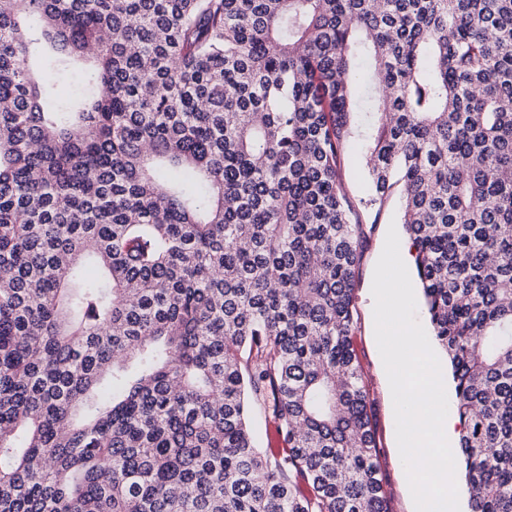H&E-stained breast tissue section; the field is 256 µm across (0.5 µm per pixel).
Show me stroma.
I'll return each mask as SVG.
<instances>
[{
    "mask_svg": "<svg viewBox=\"0 0 512 512\" xmlns=\"http://www.w3.org/2000/svg\"><path fill=\"white\" fill-rule=\"evenodd\" d=\"M401 203V196L396 193L382 206L361 213L364 244L356 279L357 326L354 349L374 408L379 466L389 499L390 512H415L411 491L403 476L397 451L394 406L388 377L375 340L374 299L371 292L376 263L383 251L390 224L400 220Z\"/></svg>",
    "mask_w": 512,
    "mask_h": 512,
    "instance_id": "stroma-1",
    "label": "stroma"
}]
</instances>
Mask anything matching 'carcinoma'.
<instances>
[{"label": "carcinoma", "mask_w": 512, "mask_h": 512, "mask_svg": "<svg viewBox=\"0 0 512 512\" xmlns=\"http://www.w3.org/2000/svg\"><path fill=\"white\" fill-rule=\"evenodd\" d=\"M398 186L470 512H512V0H0V512H390L353 338ZM342 178L350 196L355 199L365 196L367 192L365 160L359 143L349 146L345 153ZM408 270H409V274H410V277H411V280H412V284H413V287H414L415 296H416V300H417V315H416V319H418L419 322L424 327L427 336H429L433 340V342H434L433 343L434 344V350H435L437 356L440 359L441 366H442L443 379H444V381L446 383V392H447V396H448L449 409L453 412V414L455 416L458 417V414H457V411H456L457 409H456V404H455L454 390H453V385H452V381H451V374H450V370H449V367H448V361H447L444 353L441 351V349H439L437 347V345H436V343H435V341H434V339L432 337V330H431V327L429 325V322L427 320V317H426V314H425V311H424L422 295H421V291H420V288H419L418 278H417V275H416V269L414 268V264L412 265L411 268H408Z\"/></svg>", "instance_id": "cac0c4a2"}]
</instances>
